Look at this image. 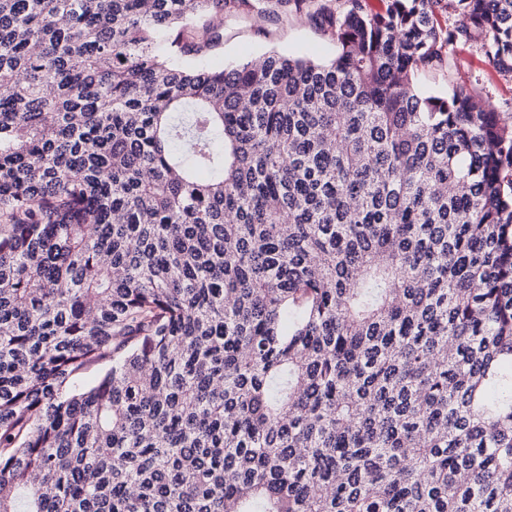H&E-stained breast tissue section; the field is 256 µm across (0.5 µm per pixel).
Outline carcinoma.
Segmentation results:
<instances>
[{
    "mask_svg": "<svg viewBox=\"0 0 512 512\" xmlns=\"http://www.w3.org/2000/svg\"><path fill=\"white\" fill-rule=\"evenodd\" d=\"M142 2L0 0V512H512V0ZM269 34L258 31L250 22L229 23L224 28V46L200 61V66L221 69L230 63L255 59L275 48L284 53L306 54L318 59L334 55L330 37L296 19L266 21L261 24ZM450 52L457 65L454 75L457 86L480 90L502 111L512 113V77L502 76L495 70L476 44L457 43Z\"/></svg>",
    "mask_w": 512,
    "mask_h": 512,
    "instance_id": "cac0c4a2",
    "label": "carcinoma"
}]
</instances>
